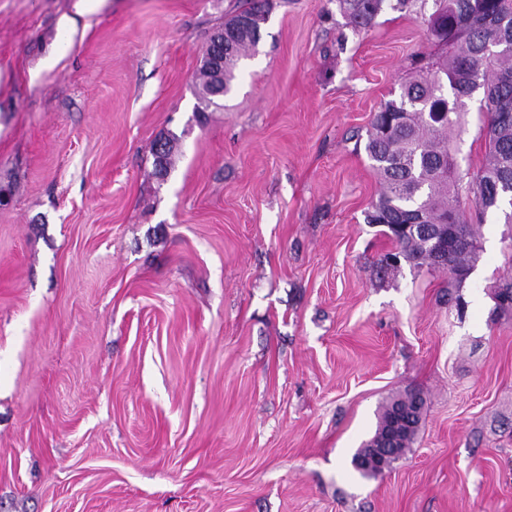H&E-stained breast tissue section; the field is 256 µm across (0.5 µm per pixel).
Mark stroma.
<instances>
[{
    "label": "stroma",
    "mask_w": 512,
    "mask_h": 512,
    "mask_svg": "<svg viewBox=\"0 0 512 512\" xmlns=\"http://www.w3.org/2000/svg\"><path fill=\"white\" fill-rule=\"evenodd\" d=\"M0 0V512H512V203L446 274L378 278L357 136L437 53L423 0L354 28L272 0L230 94L193 75L236 0ZM450 138L464 209L484 154ZM177 140L165 178L154 142ZM407 390L404 457L352 459Z\"/></svg>",
    "instance_id": "obj_1"
}]
</instances>
